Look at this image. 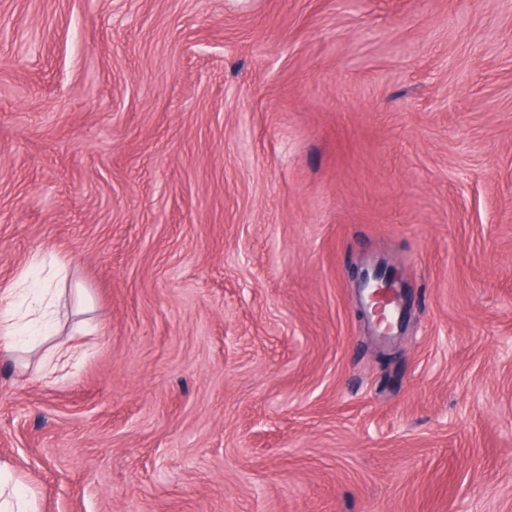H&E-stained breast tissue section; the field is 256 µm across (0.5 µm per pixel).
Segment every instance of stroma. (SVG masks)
<instances>
[{
    "label": "stroma",
    "mask_w": 512,
    "mask_h": 512,
    "mask_svg": "<svg viewBox=\"0 0 512 512\" xmlns=\"http://www.w3.org/2000/svg\"><path fill=\"white\" fill-rule=\"evenodd\" d=\"M0 58V290L72 269L0 354L39 512H512V0H0ZM31 264L36 267H49L50 269V278L45 285L44 295L42 298V303H45L43 306L40 305L37 309L39 312L40 318L51 321L54 311L52 306L56 299L60 296V285L66 284V282L70 278V270L68 268L67 263L64 260L59 259L57 256L50 255H42L36 254L31 259ZM375 281L384 283L382 287L390 289V292L388 295L379 291L372 292L369 296L370 303L364 307L363 314L365 317L376 316L379 323H381L384 320L383 311L386 305L400 306L403 304V294L399 289L402 288L403 276L401 271L395 267L380 269L372 275L366 269L362 271V288L375 285ZM372 304H376L373 312L369 310ZM81 353L82 347L77 343L54 347L42 364V370L45 376L54 375L60 367H64L78 359Z\"/></svg>",
    "instance_id": "stroma-1"
}]
</instances>
